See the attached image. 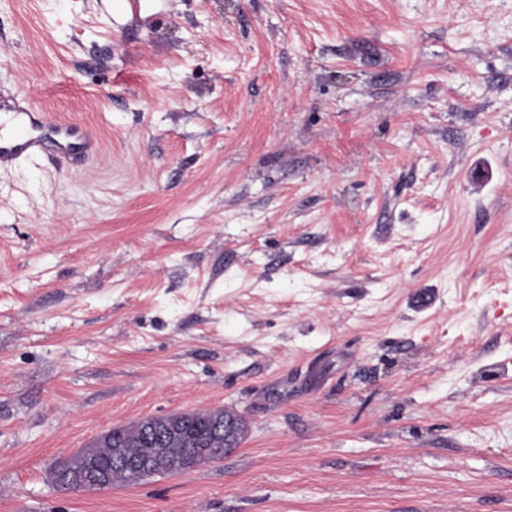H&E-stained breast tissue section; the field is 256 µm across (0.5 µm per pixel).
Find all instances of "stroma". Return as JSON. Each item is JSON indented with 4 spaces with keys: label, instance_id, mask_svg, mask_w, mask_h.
<instances>
[{
    "label": "stroma",
    "instance_id": "stroma-1",
    "mask_svg": "<svg viewBox=\"0 0 512 512\" xmlns=\"http://www.w3.org/2000/svg\"><path fill=\"white\" fill-rule=\"evenodd\" d=\"M1 91L102 152L0 169V512H512V0H0ZM231 421V426L227 434L228 447L230 451L236 448V435H240L241 443L247 433V425L244 419L239 418L235 413L225 409L217 411L201 410L185 413L179 417L183 423L186 435L182 439L168 442L161 445V448H153L152 453L146 456H131L122 459L119 464L117 460L131 454H138L145 450L143 445L144 432L147 427L139 421L117 426L97 436L84 448H89L88 453L80 449L71 456L63 460L64 469L70 474H78L85 470L88 462V456L93 457L94 464L104 468L109 473V483H107V474L98 467H91L85 473L77 478L70 479L71 484L64 482L60 477L58 462L54 463L48 472V479L59 491L83 490L84 487H96L100 490L112 488V486H135L139 485L143 478L132 468L142 472L143 477H153L158 474L166 475H185L205 463L214 462L224 457L217 453L218 448L224 456L228 453L224 447L225 421ZM200 433H206L209 438L207 448L206 439H200L199 448L193 445V439ZM163 448H167V453L171 459H180L186 454V449L191 448V454L181 462H170L164 455ZM125 467H123V466ZM109 484V487L107 485ZM72 485V486H71Z\"/></svg>",
    "mask_w": 512,
    "mask_h": 512
}]
</instances>
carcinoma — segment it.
Here are the masks:
<instances>
[{"label":"carcinoma","mask_w":512,"mask_h":512,"mask_svg":"<svg viewBox=\"0 0 512 512\" xmlns=\"http://www.w3.org/2000/svg\"><path fill=\"white\" fill-rule=\"evenodd\" d=\"M233 423L232 430L224 432V421ZM186 435L178 440L164 444L170 458L176 460L193 447V439L200 433L207 434L210 448H236V436H246V421L235 413L225 409L217 411L201 410L186 413L179 417ZM146 425L139 422L117 426L97 436L88 445V452L75 451L63 460L64 469L70 474L85 470L88 457L94 458V464L109 473V486H135L143 481L141 475L117 463V460L144 450L143 439Z\"/></svg>","instance_id":"carcinoma-1"}]
</instances>
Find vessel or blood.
<instances>
[{"mask_svg": "<svg viewBox=\"0 0 512 512\" xmlns=\"http://www.w3.org/2000/svg\"><path fill=\"white\" fill-rule=\"evenodd\" d=\"M101 149L95 129L48 117L24 93L0 94V168L27 158L86 160Z\"/></svg>", "mask_w": 512, "mask_h": 512, "instance_id": "obj_1", "label": "vessel or blood"}]
</instances>
